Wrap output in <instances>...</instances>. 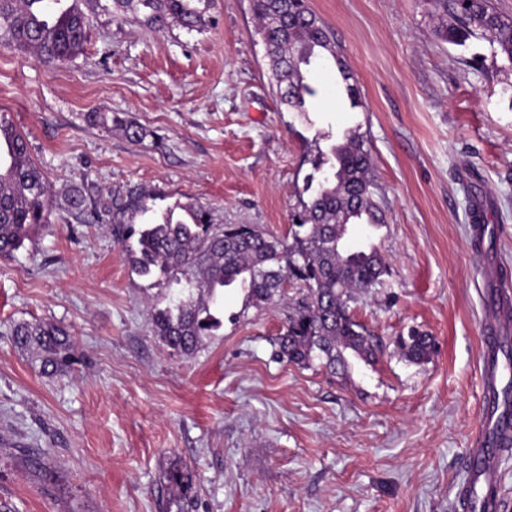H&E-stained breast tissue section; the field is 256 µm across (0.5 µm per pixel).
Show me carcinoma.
<instances>
[{"label": "carcinoma", "instance_id": "1", "mask_svg": "<svg viewBox=\"0 0 512 512\" xmlns=\"http://www.w3.org/2000/svg\"><path fill=\"white\" fill-rule=\"evenodd\" d=\"M83 0H0V45L30 54L47 64H64L82 55L88 38ZM115 17L132 15L150 29L179 25L202 31L212 25V0H93ZM437 15L436 38L465 42L480 35L495 55L512 68V18L499 13L492 0H430ZM256 34L270 60L269 82L280 103L304 114L314 89L308 81L313 63L334 64L351 107L358 106L357 88L333 29L308 0H251ZM460 26L448 27V15ZM92 127L117 129L136 145L151 132L123 112L85 114ZM327 168L310 199L291 216L288 235H275L256 224H215L210 210L193 202L165 207L148 204V196L130 190L112 199V232L131 269L143 277L159 275L180 291L168 305L151 310V330L158 343L179 356L195 353L203 340L222 326L215 306L224 289L244 293L245 306L285 303L288 316L270 340L271 358L300 366L318 364L349 378L353 361L371 366L381 348L370 329L354 317V305L383 284L388 262L373 245L352 251L348 260L338 244L349 225L378 228L386 223L373 159L362 136L351 130L329 152L320 153L315 169ZM90 194L73 186L57 203L42 171L34 163L28 140L8 113L0 111V256L24 247L35 229L55 223V211L85 222L99 218L88 209ZM297 285L288 296L284 284ZM12 343L31 355L47 376H65L79 355L75 341L51 323L21 322ZM407 361L422 364L434 349L429 334L411 328L393 338ZM167 504L183 510L191 502L193 478L174 466L165 477Z\"/></svg>", "mask_w": 512, "mask_h": 512}]
</instances>
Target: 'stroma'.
Listing matches in <instances>:
<instances>
[{
    "mask_svg": "<svg viewBox=\"0 0 512 512\" xmlns=\"http://www.w3.org/2000/svg\"><path fill=\"white\" fill-rule=\"evenodd\" d=\"M333 25L363 105L334 66L311 69L308 116L280 106L250 0H214L198 33L89 15L83 56L64 65L0 46L11 114L55 195L86 184L100 219L61 220L0 257V505L9 512H164L166 470L187 467L189 512H457L481 423L480 268L512 278V68L489 43L437 39L426 0H308ZM123 112L163 149L89 126ZM374 159L387 222L382 287L355 309L383 342L342 380L272 360L288 309L225 290L221 328L191 357L169 354L148 306L172 293L133 273L106 213L135 187L192 201L218 224L286 234L308 200L318 150L346 130ZM497 227L469 251L473 199ZM52 322L80 362L42 376L11 344L15 323ZM416 327L428 362L395 352Z\"/></svg>",
    "mask_w": 512,
    "mask_h": 512,
    "instance_id": "35a3bbf8",
    "label": "stroma"
}]
</instances>
